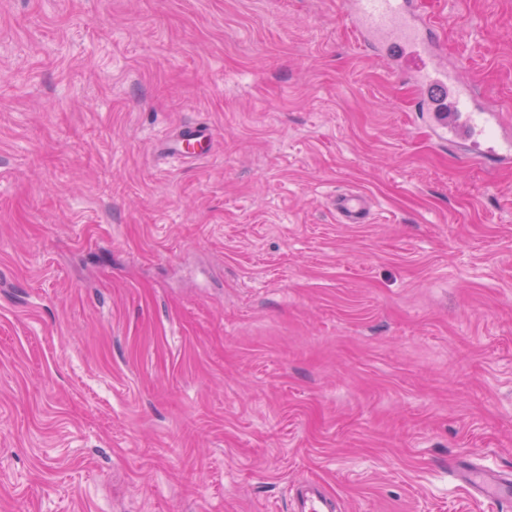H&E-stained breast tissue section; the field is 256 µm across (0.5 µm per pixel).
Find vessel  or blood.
<instances>
[{"label":"vessel or blood","instance_id":"vessel-or-blood-1","mask_svg":"<svg viewBox=\"0 0 512 512\" xmlns=\"http://www.w3.org/2000/svg\"><path fill=\"white\" fill-rule=\"evenodd\" d=\"M347 15L355 43L371 46L393 64L396 76L408 78L420 100V110L441 139L461 142L480 158L512 159V137L501 134L498 112L480 107L470 84L448 71L432 49L433 21L414 11L413 0H347ZM214 141L204 125L183 129L167 150L186 159L209 154ZM345 224L366 223L370 204L365 195L348 192L336 201ZM471 498L488 504L512 502V478L461 458L451 465ZM334 499L317 484L298 487L291 512H335Z\"/></svg>","mask_w":512,"mask_h":512}]
</instances>
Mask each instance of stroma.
Returning a JSON list of instances; mask_svg holds the SVG:
<instances>
[{
	"label": "stroma",
	"instance_id": "stroma-1",
	"mask_svg": "<svg viewBox=\"0 0 512 512\" xmlns=\"http://www.w3.org/2000/svg\"><path fill=\"white\" fill-rule=\"evenodd\" d=\"M418 5L512 133V0ZM465 456L512 474V162L343 0H0V512H488ZM213 141L212 130L207 126L197 124L178 133L167 143L166 149L183 158L190 159L208 155ZM339 221L344 224H365L370 214V204L365 195L348 192L334 202ZM335 500L314 483H304L294 495L291 512H334Z\"/></svg>",
	"mask_w": 512,
	"mask_h": 512
}]
</instances>
